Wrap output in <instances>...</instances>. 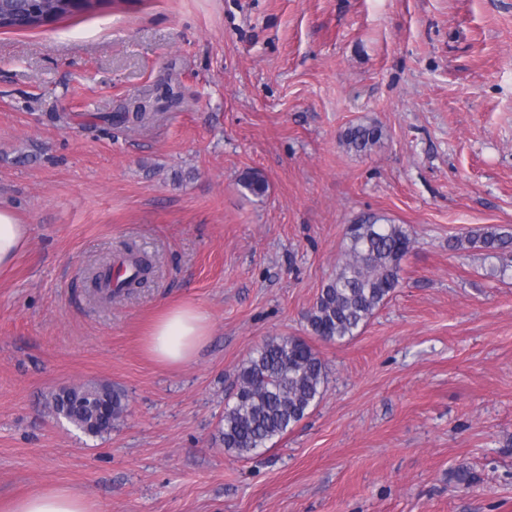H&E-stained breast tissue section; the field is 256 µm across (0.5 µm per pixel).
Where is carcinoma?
<instances>
[{"label": "carcinoma", "instance_id": "1", "mask_svg": "<svg viewBox=\"0 0 512 512\" xmlns=\"http://www.w3.org/2000/svg\"><path fill=\"white\" fill-rule=\"evenodd\" d=\"M110 2L80 0L75 6L71 0H0V29H35L43 25V13L56 21ZM151 97L150 92L143 94L117 116L127 122L141 121ZM382 138L379 125L360 122L345 128L338 144L349 152L368 154ZM239 184L255 197L264 196L269 188L265 176L257 170L243 173ZM466 243L495 255L512 246V233L498 226L483 227L463 239L448 240V248L460 250ZM413 246L414 239L403 225L385 223L379 216L370 215L348 225L343 258L304 315L310 331L329 343L356 336L399 285L402 262ZM326 382V365L306 341L294 336L266 340L237 372L236 393L224 409L219 430L224 448L247 457L274 445L317 405ZM48 408L52 415L83 433L102 437L112 432L126 403L125 395L110 386L75 385L55 393Z\"/></svg>", "mask_w": 512, "mask_h": 512}]
</instances>
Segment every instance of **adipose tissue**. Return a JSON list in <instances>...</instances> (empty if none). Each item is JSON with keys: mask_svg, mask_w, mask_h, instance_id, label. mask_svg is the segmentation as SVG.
Returning a JSON list of instances; mask_svg holds the SVG:
<instances>
[{"mask_svg": "<svg viewBox=\"0 0 512 512\" xmlns=\"http://www.w3.org/2000/svg\"><path fill=\"white\" fill-rule=\"evenodd\" d=\"M29 228L19 223L10 210L0 208V269L10 268L24 251ZM211 333L209 314L195 305L168 310L153 326L147 351L157 362L169 367L184 365L198 354ZM9 512H93L81 494L55 487L17 499Z\"/></svg>", "mask_w": 512, "mask_h": 512, "instance_id": "1", "label": "adipose tissue"}]
</instances>
